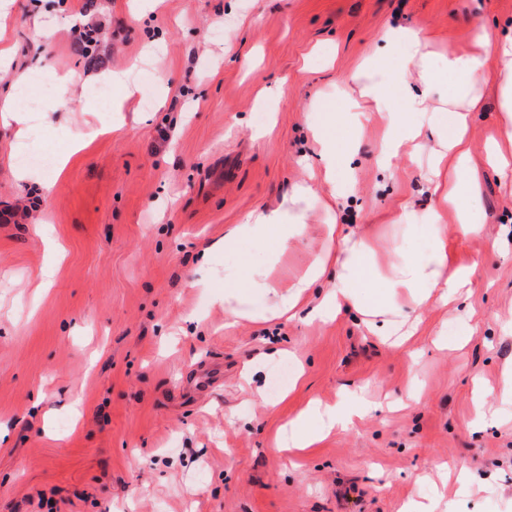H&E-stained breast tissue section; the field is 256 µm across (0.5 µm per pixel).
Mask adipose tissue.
Returning <instances> with one entry per match:
<instances>
[{"label": "adipose tissue", "mask_w": 512, "mask_h": 512, "mask_svg": "<svg viewBox=\"0 0 512 512\" xmlns=\"http://www.w3.org/2000/svg\"><path fill=\"white\" fill-rule=\"evenodd\" d=\"M384 40L387 49L372 60L361 97L352 101L349 111H337L332 102L320 106L313 129L324 178L331 186L345 189V175L354 151L340 148L338 134L361 126L371 114H378L385 122L380 161L386 166L410 149L423 130H432L444 150L437 158V170L443 179L432 184L431 191L442 197L445 207L425 213L406 210L400 219L411 228L426 226L436 230L441 226L445 208L449 207L455 211L460 236L480 234V224L459 204L470 155L467 124L470 113L480 108L481 87L495 85L500 125L506 139L512 142V35L497 40L485 31H478V53L460 56L452 52L442 59L436 58L422 24L389 29ZM442 85L448 88L443 106L431 107V96ZM315 199L311 185L296 186L276 209H255L243 223L234 225L225 234V243L242 250L270 236L276 241L275 250L266 260L255 263L247 260L238 271L225 273L224 309L232 318L248 317L246 305L254 295L274 297L275 312L295 315L310 288L332 265L340 269L336 284L310 310L311 318L325 321L342 309L362 307L364 290L376 284L381 291L373 300V307H383L390 299L402 296L414 310L425 306L432 297L445 299L471 287L472 269L449 265L448 247L442 239H435L425 256H398L379 279L373 272L377 258L371 242L352 226L329 224L325 227L326 252L312 259L306 271L289 285L286 294H279L271 273L280 258L306 234L308 213ZM365 409V400L358 397L330 408H308L291 422L290 442L298 448L308 447L319 440L322 431L346 427Z\"/></svg>", "instance_id": "ef3b65f1"}]
</instances>
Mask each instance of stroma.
<instances>
[{"label": "stroma", "instance_id": "obj_1", "mask_svg": "<svg viewBox=\"0 0 512 512\" xmlns=\"http://www.w3.org/2000/svg\"><path fill=\"white\" fill-rule=\"evenodd\" d=\"M14 0L6 45L16 60L43 55L45 75L72 79L76 97L31 113L25 140L0 124V512H512V181L487 149L504 143L498 104L469 122V194L482 224L442 235L448 261L473 270L472 288L414 312L404 346L389 345L388 315L351 310L320 322L264 319L227 326L224 269L240 254H198L256 208L274 209L310 182L321 199L307 235L273 276L289 285L323 249V225H360L379 256L404 243L426 254L433 235L397 223L402 206L424 212L438 150L425 135L413 157L377 163L384 124L365 121L350 196L335 197L309 125L322 99L349 106L366 57L395 25L427 23L439 55L475 49V31L512 26V0ZM55 17L51 39L33 24ZM98 29L91 68L73 26ZM163 63L133 79L164 108L125 105L137 121L113 126L98 75L125 69L149 40ZM284 96L257 123L267 87ZM262 136H254L256 125ZM84 148L63 172L39 171L50 190L33 196L13 171L24 154ZM44 223L43 236L32 227ZM55 267L48 285L39 272ZM288 351L302 376L267 404L275 360ZM374 403L311 447L275 446L310 402L334 406L352 393ZM40 413H33V404ZM466 463V483L432 461Z\"/></svg>", "mask_w": 512, "mask_h": 512}]
</instances>
